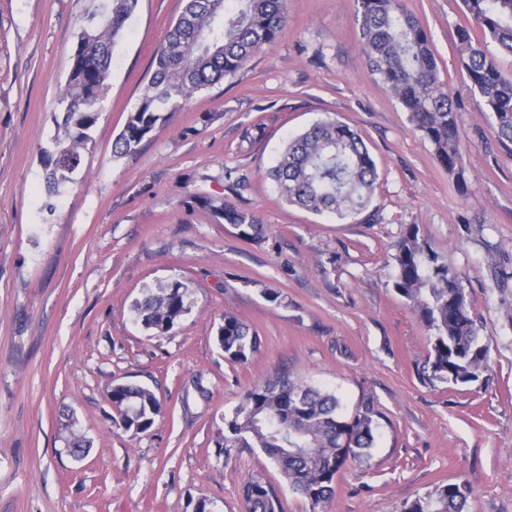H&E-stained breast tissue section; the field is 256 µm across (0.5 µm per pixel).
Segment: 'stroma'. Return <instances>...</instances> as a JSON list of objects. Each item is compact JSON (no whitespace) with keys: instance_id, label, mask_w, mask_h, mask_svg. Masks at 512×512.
<instances>
[{"instance_id":"stroma-1","label":"stroma","mask_w":512,"mask_h":512,"mask_svg":"<svg viewBox=\"0 0 512 512\" xmlns=\"http://www.w3.org/2000/svg\"><path fill=\"white\" fill-rule=\"evenodd\" d=\"M99 3L0 0V512H192L201 498L245 512L255 475L281 487L284 512H403L448 483L470 487L469 512H512V145L462 70L460 0L406 4L460 105L466 190L370 76L355 0H288L272 47L114 157L184 5L138 0L93 140L50 215L44 158L84 14ZM327 117L362 134L379 174L368 209L342 223L289 205L266 176L290 136ZM207 199L253 212L261 240L214 219ZM413 224L461 278L489 346L486 379H421L429 332L393 289ZM174 279L192 309L150 335L132 304ZM228 314L259 337L241 365L216 341ZM283 373L335 391L346 412H376L371 460L347 464L317 506L283 490L261 449L216 446L243 394ZM120 383L161 400L149 431L114 425ZM74 432L91 442L78 462L66 451Z\"/></svg>"}]
</instances>
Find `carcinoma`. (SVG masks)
<instances>
[{
  "label": "carcinoma",
  "mask_w": 512,
  "mask_h": 512,
  "mask_svg": "<svg viewBox=\"0 0 512 512\" xmlns=\"http://www.w3.org/2000/svg\"><path fill=\"white\" fill-rule=\"evenodd\" d=\"M179 18L165 36L155 68L139 103L129 112L113 143L117 157L138 146L194 96L236 74L257 51L273 46L286 21L287 0H184ZM359 41L374 81L393 94L410 115L437 162L465 188L457 104L441 75L426 26L404 0H355ZM138 0H106L87 13L80 29L74 63L59 98L55 150L45 161L48 196L60 195L81 163L91 141L109 84L112 51ZM468 20L457 28L462 66L474 94L491 113L501 143L512 144V76L503 74L498 57L512 56V0H461ZM280 197L290 205L343 222L368 206L378 179L376 164L362 136L332 118L312 124L288 140L268 171ZM211 215L233 226L245 240L262 237L256 216L229 201H204ZM394 291L426 324L429 353L422 380L468 386L488 369L470 301L459 274L429 241L409 226L394 257ZM137 319L156 336L168 334L191 310L187 286L174 280L146 290L133 304ZM224 359L245 364L259 340L251 327L224 316L216 335ZM119 420L148 431L161 406L142 385L112 389ZM374 412L365 404L346 416L335 393L288 376L254 385L224 418V442L218 448H260L276 465L288 490L318 505L334 491L336 475L349 461L366 463L374 448ZM247 512H283L280 491L261 476L241 489ZM470 489L450 483L413 501L405 512H468Z\"/></svg>",
  "instance_id": "obj_1"
}]
</instances>
